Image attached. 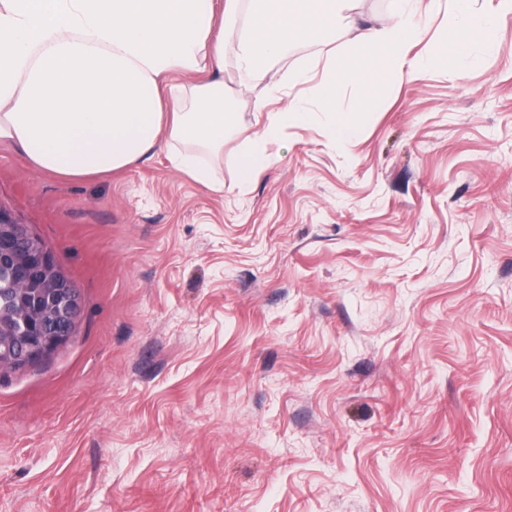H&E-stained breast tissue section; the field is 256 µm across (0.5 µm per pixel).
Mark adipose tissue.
<instances>
[{
    "label": "adipose tissue",
    "instance_id": "ef3b65f1",
    "mask_svg": "<svg viewBox=\"0 0 512 512\" xmlns=\"http://www.w3.org/2000/svg\"><path fill=\"white\" fill-rule=\"evenodd\" d=\"M347 0H0V142L33 169L65 179L109 174L136 163L161 142L194 143L218 154L231 126L224 95V29L237 31L233 66L240 82L275 80L272 64L289 46L342 24ZM417 0H394L391 23L361 26L352 46L293 76L309 94L266 112L260 133L238 157V186L249 188L266 166L267 146L284 127L323 112L338 140L357 138L371 102L389 82L434 64L408 59L422 34ZM456 17L441 42L452 70L479 68L495 49L502 15L474 0H448ZM175 72L198 75L192 85ZM363 93L337 108L345 86Z\"/></svg>",
    "mask_w": 512,
    "mask_h": 512
}]
</instances>
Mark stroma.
Instances as JSON below:
<instances>
[{"instance_id":"35a3bbf8","label":"stroma","mask_w":512,"mask_h":512,"mask_svg":"<svg viewBox=\"0 0 512 512\" xmlns=\"http://www.w3.org/2000/svg\"><path fill=\"white\" fill-rule=\"evenodd\" d=\"M234 40L223 191L164 146L67 181L0 142V208L81 298L0 369V512H512V14L480 68L389 83L357 139L286 127L244 192L243 140L303 89L240 84ZM175 156L177 169L190 178L205 184L210 183L209 170L197 161L194 154L178 153Z\"/></svg>"}]
</instances>
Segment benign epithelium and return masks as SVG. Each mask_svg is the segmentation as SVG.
<instances>
[{
    "label": "benign epithelium",
    "mask_w": 512,
    "mask_h": 512,
    "mask_svg": "<svg viewBox=\"0 0 512 512\" xmlns=\"http://www.w3.org/2000/svg\"><path fill=\"white\" fill-rule=\"evenodd\" d=\"M0 267L14 271L21 287L15 312L0 311V369H18L71 335L80 297L47 243L2 209Z\"/></svg>",
    "instance_id": "benign-epithelium-1"
}]
</instances>
